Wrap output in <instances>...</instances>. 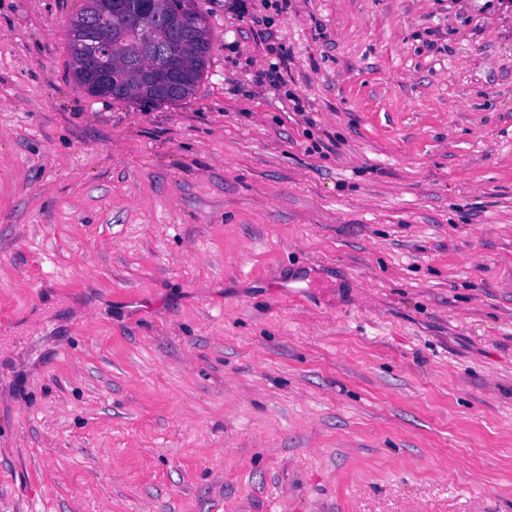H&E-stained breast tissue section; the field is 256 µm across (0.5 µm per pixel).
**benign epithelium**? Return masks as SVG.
<instances>
[{
	"instance_id": "1",
	"label": "benign epithelium",
	"mask_w": 512,
	"mask_h": 512,
	"mask_svg": "<svg viewBox=\"0 0 512 512\" xmlns=\"http://www.w3.org/2000/svg\"><path fill=\"white\" fill-rule=\"evenodd\" d=\"M121 15L136 24L152 19L155 30L160 33L169 31V20L158 10L157 0H101V8L93 23L78 22L72 29L70 39L77 45L80 54L79 67L87 83L83 89L96 93L132 94L133 81L117 84L112 82V18ZM144 70L156 75L158 84L173 87L180 83L183 68L178 60L170 56L164 40L154 42Z\"/></svg>"
}]
</instances>
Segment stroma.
<instances>
[{
  "label": "stroma",
  "mask_w": 512,
  "mask_h": 512,
  "mask_svg": "<svg viewBox=\"0 0 512 512\" xmlns=\"http://www.w3.org/2000/svg\"><path fill=\"white\" fill-rule=\"evenodd\" d=\"M278 2L146 106L0 0V512H512V0Z\"/></svg>",
  "instance_id": "35a3bbf8"
}]
</instances>
